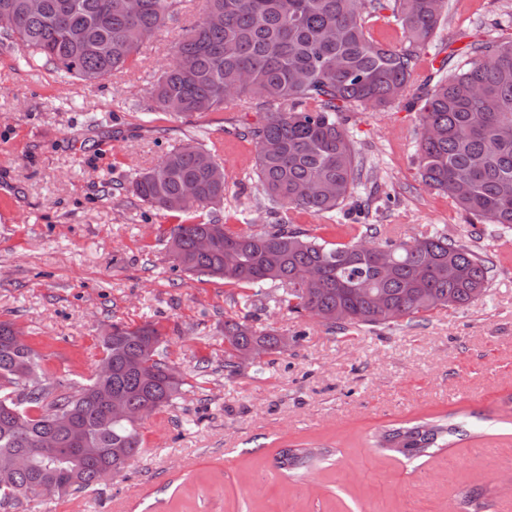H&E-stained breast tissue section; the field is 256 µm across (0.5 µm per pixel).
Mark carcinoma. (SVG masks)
<instances>
[{
    "mask_svg": "<svg viewBox=\"0 0 512 512\" xmlns=\"http://www.w3.org/2000/svg\"><path fill=\"white\" fill-rule=\"evenodd\" d=\"M0 0L26 59H41L68 78L97 80L122 69L164 26L182 0ZM445 0H202L199 19L172 50L152 85L161 111L216 112L251 99L264 112L243 137L256 148L255 175L279 222L233 230L218 219L190 221L196 208L224 200L226 173L216 147L197 142L166 153L131 181L133 194L180 219L170 231L175 267L228 284L274 290L272 300L344 333L414 322L442 308L463 307L487 291L493 262L466 241L434 231L411 241L381 237L373 224H349L347 242H329L288 224V213L344 210L371 170L357 156L344 111L400 100L418 107L421 182L464 213L473 234L512 231V39L478 41L448 69L450 58L412 85L421 53L438 36ZM389 9L404 45L389 48L365 28L364 15ZM196 200L175 206L187 186ZM483 225L477 229V225ZM208 237L210 249L197 247ZM310 270L300 284L296 277ZM371 289V294L359 292ZM250 314L224 320V371L256 345L284 349L274 332L258 333ZM0 321V460L23 455L49 438L53 447L24 470L0 467V512L54 483L59 495L85 492L101 472L117 473L141 452V425L112 418L106 395L124 398L150 417L179 397L184 380L168 360L167 341L144 323L114 326L101 339L94 374L55 395L28 345L13 342ZM460 426L426 418L384 429L373 446L408 460L448 447ZM123 448L119 456L115 449ZM327 453L287 448L275 467L291 471Z\"/></svg>",
    "mask_w": 512,
    "mask_h": 512,
    "instance_id": "obj_1",
    "label": "carcinoma"
}]
</instances>
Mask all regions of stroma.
<instances>
[{
	"label": "stroma",
	"mask_w": 512,
	"mask_h": 512,
	"mask_svg": "<svg viewBox=\"0 0 512 512\" xmlns=\"http://www.w3.org/2000/svg\"><path fill=\"white\" fill-rule=\"evenodd\" d=\"M200 0L142 48L136 62L88 82L24 63L0 35V321L19 328L58 390L92 375L113 324L157 323L182 393L142 424L134 466L93 490L24 501L19 512H512V232L482 236L495 266L486 295L461 308L381 330L332 332L256 296L257 331L287 337L263 371L224 370V319L245 288L174 269L166 245L175 218L130 190L136 173L207 133L228 175L220 210L202 219L258 229L274 223L240 136L263 104L193 116L161 112L149 89ZM422 60L512 35V0H447ZM356 151L373 170L363 213L299 215L298 228L336 242L341 225L376 224L403 240L434 230L468 238L467 219L427 189L415 155L419 116L405 102L347 112ZM452 416L463 435L407 460L376 451L393 424ZM327 447L315 467L284 473L286 447Z\"/></svg>",
	"instance_id": "1"
}]
</instances>
